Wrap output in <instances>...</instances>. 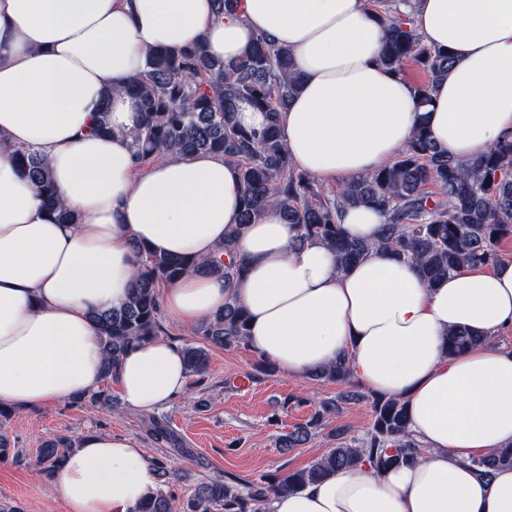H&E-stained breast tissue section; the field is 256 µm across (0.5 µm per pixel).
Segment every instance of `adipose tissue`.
I'll return each mask as SVG.
<instances>
[{
    "mask_svg": "<svg viewBox=\"0 0 512 512\" xmlns=\"http://www.w3.org/2000/svg\"><path fill=\"white\" fill-rule=\"evenodd\" d=\"M414 28L454 66L428 107L377 61L387 21L368 0H0V405L40 408L95 391L103 350L92 311L121 306L134 285L133 243L206 259L241 225L240 186L223 157L197 153L140 166L129 137L136 100L115 87L153 50L202 39L224 63L257 37L288 49L302 74L281 121L294 168L325 181L366 176L419 126L464 162L512 136V0H417ZM109 104L111 133L95 132ZM34 150L77 212L58 223L17 172L14 148ZM243 230L233 284L190 274L162 289L183 329L229 297L248 314V344L302 377L347 359L353 378L407 402L424 448L410 466L369 463L276 497L271 512H512V468L481 477L471 458L512 446V347L449 355V328L512 329V258L466 266L431 288L417 266L383 252L339 271L332 250L300 241L268 209ZM113 381L145 410L182 395L181 347L157 338L129 350ZM157 472L128 437L85 435L51 477L67 512H134Z\"/></svg>",
    "mask_w": 512,
    "mask_h": 512,
    "instance_id": "obj_1",
    "label": "adipose tissue"
}]
</instances>
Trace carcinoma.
<instances>
[{
  "label": "carcinoma",
  "mask_w": 512,
  "mask_h": 512,
  "mask_svg": "<svg viewBox=\"0 0 512 512\" xmlns=\"http://www.w3.org/2000/svg\"><path fill=\"white\" fill-rule=\"evenodd\" d=\"M373 9L388 14L387 34L378 55L380 65L401 75L413 62L428 75L414 86L420 105L431 103L433 83L448 74L452 56L425 45L412 27V0H373ZM291 54L259 38L237 60L224 64L210 56L202 42L170 53L156 50L147 56V73L121 91L138 101L143 123L128 132L138 149L139 160L149 165L168 156L213 153L235 165L241 183L243 223L250 224L274 207L301 231L300 238L323 240L335 253L338 269L346 270L369 253L388 252L419 268L431 288L464 265L490 267L499 261L497 246L512 238V138L507 137L483 156L460 163L432 141L426 128L418 127L409 142L388 164L357 180H351L330 195L316 188L312 176L295 170L280 127L283 113L301 86ZM245 105L264 114L259 127H245L238 112ZM19 173L43 198L60 224H76L79 217L61 200L47 162L36 153L17 148L12 152ZM369 205L386 219L381 236L374 241L352 238L340 224L348 207ZM239 232L228 233L218 255L197 260L161 255L143 244L134 245L139 272L134 286L119 308L94 311L104 353V376L112 378L123 356L136 343L155 339L164 332L161 289L192 272L224 275L227 284L240 278L244 267L234 256ZM192 334L209 345L226 349L247 345L248 315L232 296L224 310L197 324ZM448 354L480 348L489 338L465 328L448 331ZM187 375L200 377L208 368L204 346L188 342L182 347ZM321 378L353 384L347 363L340 360L315 371ZM112 408V395L101 389L74 400ZM372 421L361 438L346 439V431L332 429L335 448L310 465L276 476L264 483L215 480L200 484L187 500L183 512H270L272 498L296 492L330 474L368 462L378 470L414 463L423 454L409 430L406 404L377 395ZM331 407L314 411L305 424L282 440V448H294L326 429ZM147 431L157 440L178 446L166 420L145 418ZM74 447L68 436L46 439L36 461L47 475L64 461ZM25 452L13 448L0 435V461H20ZM478 474L492 477L495 470L512 467V449H501L471 459ZM136 512H172L171 497L156 489Z\"/></svg>",
  "instance_id": "carcinoma-1"
}]
</instances>
